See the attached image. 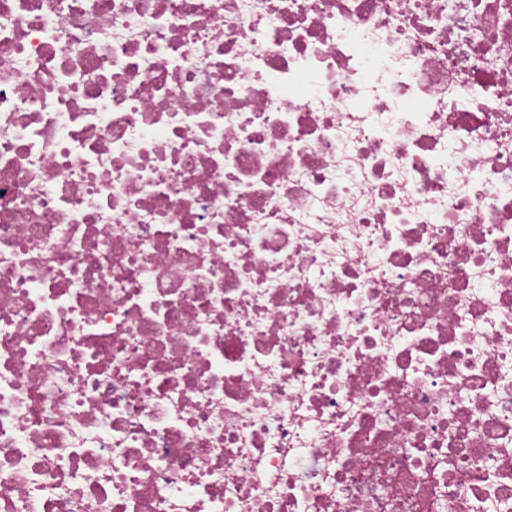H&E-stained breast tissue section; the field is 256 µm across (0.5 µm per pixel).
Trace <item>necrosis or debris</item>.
I'll return each instance as SVG.
<instances>
[{"label": "necrosis or debris", "mask_w": 512, "mask_h": 512, "mask_svg": "<svg viewBox=\"0 0 512 512\" xmlns=\"http://www.w3.org/2000/svg\"><path fill=\"white\" fill-rule=\"evenodd\" d=\"M0 512H512V0H0Z\"/></svg>", "instance_id": "obj_1"}]
</instances>
